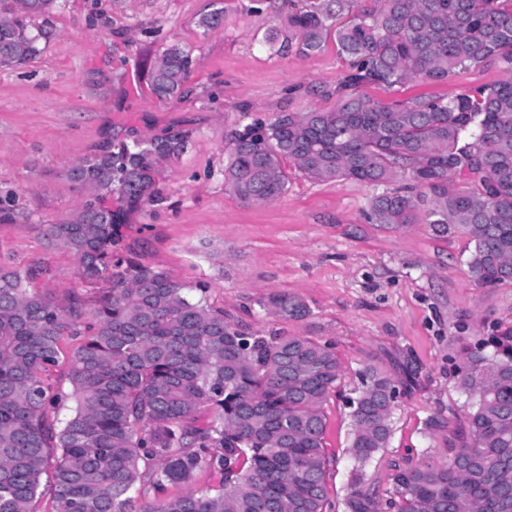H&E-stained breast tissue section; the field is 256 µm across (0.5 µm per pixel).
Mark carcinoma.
Masks as SVG:
<instances>
[{
  "mask_svg": "<svg viewBox=\"0 0 512 512\" xmlns=\"http://www.w3.org/2000/svg\"><path fill=\"white\" fill-rule=\"evenodd\" d=\"M58 0H0V68L25 65L47 32L28 19ZM284 28L263 42L280 52L293 35L306 54L329 34L349 61L330 111L280 112L234 136L224 182L248 204L284 194L283 162L317 181L380 189L376 224H428L468 239L466 266L480 285L512 283V0H279ZM221 9L200 16L206 31ZM190 53L173 43L151 70L161 100L182 95ZM501 65L508 77L445 101L383 103L368 85L442 82ZM185 135L120 141L81 161L70 178L92 190L76 216L46 225L85 280L111 287L93 323L75 299L62 305L33 283L43 270L0 268V512H33L42 475L53 477L54 512H330L322 406L341 376L328 343L260 334L214 307L208 286L186 287L119 251V211L157 200L158 165L184 151ZM261 307L284 319L309 311L287 293ZM69 354L67 393L42 374ZM347 400L354 461L344 512H383L363 468L391 436L407 392L374 368ZM455 377L466 409L442 464L392 466L389 512H512V335L463 346ZM70 403L62 419L58 412ZM206 470L216 485L189 488ZM188 490L167 495L172 486Z\"/></svg>",
  "mask_w": 512,
  "mask_h": 512,
  "instance_id": "carcinoma-1",
  "label": "carcinoma"
}]
</instances>
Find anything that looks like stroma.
Returning a JSON list of instances; mask_svg holds the SVG:
<instances>
[{
  "instance_id": "1",
  "label": "stroma",
  "mask_w": 512,
  "mask_h": 512,
  "mask_svg": "<svg viewBox=\"0 0 512 512\" xmlns=\"http://www.w3.org/2000/svg\"><path fill=\"white\" fill-rule=\"evenodd\" d=\"M224 9L220 27H198L201 13ZM252 0H65L35 18L49 31L24 66L0 69V194L20 217L0 223V266L42 267L44 292L61 304L94 309L109 279L89 285L69 252L50 246L45 227L78 214L90 190L70 180L81 160L109 143L180 132L186 149L163 161L155 187L163 200L122 209L123 246L146 266L188 286H208L211 304L253 331L329 342L342 373L324 403L328 493L343 502L352 459L346 405L368 366L414 385L397 402L392 435L365 469V485L385 496L391 465L445 462L450 431L430 428L466 401L452 370L465 339L512 332V284L469 278L466 237L430 225L373 223L375 190L354 181L321 182L289 171L286 192L262 205L242 202L224 184L232 137L279 112L332 110L329 94L347 64L335 41L305 54L264 49L282 18ZM192 56L182 97L159 99L148 70L171 43ZM496 66L448 80L368 87L382 102L417 95L450 98L505 79ZM285 292L303 300L301 320L266 313L260 301Z\"/></svg>"
}]
</instances>
